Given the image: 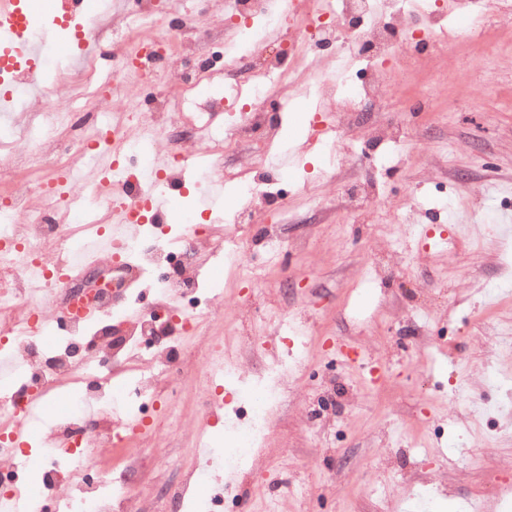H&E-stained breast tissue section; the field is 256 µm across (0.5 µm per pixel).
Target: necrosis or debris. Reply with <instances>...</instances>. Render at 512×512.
I'll return each instance as SVG.
<instances>
[{"instance_id":"4bbe7bcc","label":"necrosis or debris","mask_w":512,"mask_h":512,"mask_svg":"<svg viewBox=\"0 0 512 512\" xmlns=\"http://www.w3.org/2000/svg\"><path fill=\"white\" fill-rule=\"evenodd\" d=\"M85 0H65L74 36L108 43L118 31L131 35L133 49L112 68V80L133 89H151L147 114L134 113L113 124L102 103L92 119L74 129L68 108L75 93L91 83L97 65L80 57L50 85L21 66L9 69L14 109L0 122L6 152L0 156V355L19 372L0 387V485L8 505L28 496L18 462L27 454L14 439L17 423L29 420L37 404L59 399L68 387L81 391L77 408L52 423L42 449V489L32 496L34 512H143L136 477L152 465L142 450L163 440L160 422L182 425L176 404L183 381H212L235 374V367L215 365L219 343L200 358L188 355L184 337L203 336L212 320L223 317L222 290L205 280L202 260L230 255L234 274L248 287L260 285L255 253L249 243L225 240L212 220L183 214V233L172 238L168 216L154 213L152 192L184 190L190 157L210 159L209 180L224 177L223 161L234 156V181L241 201L234 223L254 224L268 251L282 249L278 224L268 222L272 205L287 207V185H260L255 173L268 162V150L280 135L279 113L290 106L281 91L291 82L290 63L300 52L315 53L341 41L352 55L370 60L365 69H313L308 86L318 101L332 104L330 115L314 121L337 160L347 155V141L359 136L396 141L397 126L364 119L388 92V64L404 60L419 66L434 52L445 11L441 0H323L303 16V0L280 9L274 0H224L216 21L232 24L243 38L256 27L287 25V45H264L253 58L256 78L247 88L225 85L223 91L195 98L184 113L178 138L170 140L168 162L146 177L144 164L158 138L172 125L170 98L157 84L179 80L193 85L187 60L195 42L207 38L213 20L208 7L182 12L176 0H131L128 9L107 20L86 12ZM177 15L181 26L162 30L160 11ZM220 126H210L215 114ZM102 158L100 180L91 199L67 191L72 171L88 155ZM126 211L137 235L112 233V215ZM96 268L111 288L82 289L86 271ZM183 306L175 321L162 316L170 294ZM92 297L98 318L121 323L123 334L104 336L76 312L80 298ZM54 329L56 342L43 335ZM288 368L274 362L260 372L258 394L243 418L247 431L228 453L227 469L252 470L259 458L272 414L284 394ZM120 401L125 418H115L112 401ZM137 452H129V445ZM126 449L121 468L108 465L113 449Z\"/></svg>"}]
</instances>
